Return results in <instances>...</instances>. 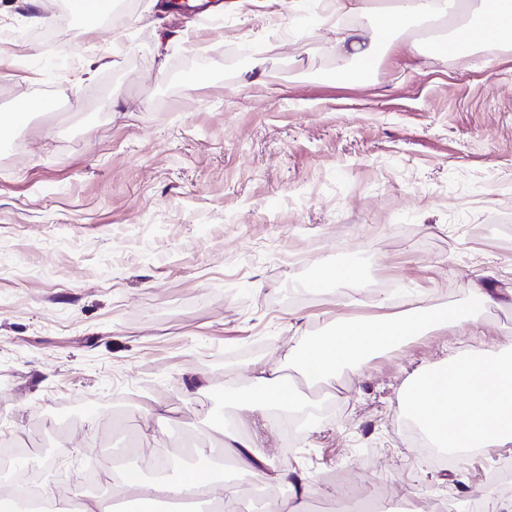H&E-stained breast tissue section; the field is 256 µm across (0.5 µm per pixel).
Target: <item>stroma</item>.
I'll list each match as a JSON object with an SVG mask.
<instances>
[{"label": "stroma", "instance_id": "1", "mask_svg": "<svg viewBox=\"0 0 512 512\" xmlns=\"http://www.w3.org/2000/svg\"><path fill=\"white\" fill-rule=\"evenodd\" d=\"M88 28L45 5L0 0V113L47 94L0 141V442L35 455L43 492L103 467L88 500H121L106 449L164 456L237 485L244 512L276 469L309 476L307 512L369 492L392 505L472 512L512 446L432 468L414 449L403 393L430 364L512 349V47L458 57L397 48L368 81L336 53L331 0L269 25L268 0L217 23L163 0ZM351 254L353 281L316 287ZM494 298L474 332L430 330L326 383L292 443L257 431L237 397L257 363L354 317ZM68 422L50 439V429ZM259 433L272 466L204 463L222 429ZM193 435L199 450L186 455Z\"/></svg>", "mask_w": 512, "mask_h": 512}]
</instances>
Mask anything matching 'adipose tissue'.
<instances>
[{
    "label": "adipose tissue",
    "instance_id": "obj_1",
    "mask_svg": "<svg viewBox=\"0 0 512 512\" xmlns=\"http://www.w3.org/2000/svg\"><path fill=\"white\" fill-rule=\"evenodd\" d=\"M339 13L370 15L372 26L362 32L353 28L336 31V47L341 58L363 64L378 58L380 48L392 45V36L405 33L428 17L452 23L448 35L453 55L468 52L476 43L512 45V0H336ZM490 297L475 289L470 306L420 312L387 321L365 319L340 324L331 333L314 337L304 348L288 355V364L307 370L316 365L320 381L334 377L343 367L359 364L425 327L464 329L477 323L476 310ZM423 385L407 392L406 398L422 415L417 425L435 447L455 453L464 460L472 450L512 444V353H485L443 361L427 367ZM254 385L241 406L266 422L269 409L305 415L306 405L283 368L254 367ZM120 487L145 507L162 497L180 500L207 499L218 504L220 512H238L241 498L236 486L214 480L199 470H184L168 485L146 482L141 470L126 469L120 474Z\"/></svg>",
    "mask_w": 512,
    "mask_h": 512
}]
</instances>
